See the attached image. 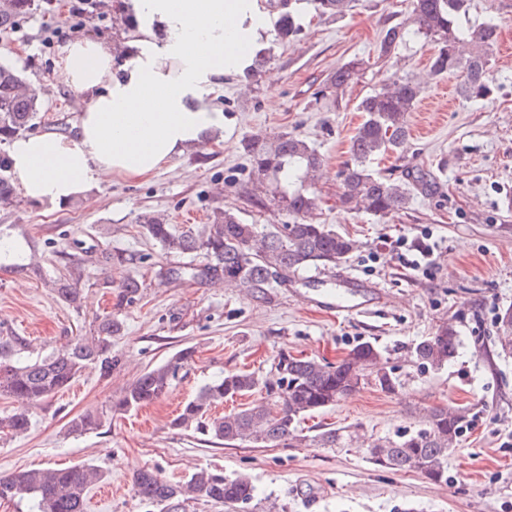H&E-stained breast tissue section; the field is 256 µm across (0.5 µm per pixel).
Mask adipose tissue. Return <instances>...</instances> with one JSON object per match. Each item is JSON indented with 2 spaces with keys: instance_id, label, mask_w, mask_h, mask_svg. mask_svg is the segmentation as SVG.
Returning <instances> with one entry per match:
<instances>
[{
  "instance_id": "adipose-tissue-1",
  "label": "adipose tissue",
  "mask_w": 512,
  "mask_h": 512,
  "mask_svg": "<svg viewBox=\"0 0 512 512\" xmlns=\"http://www.w3.org/2000/svg\"><path fill=\"white\" fill-rule=\"evenodd\" d=\"M122 55L87 35L70 38L58 78L86 98L75 131L21 134L9 166L25 197L55 205L85 198L121 176L172 168L204 137L224 140V115L206 101L225 77L242 76L267 47L268 0H121Z\"/></svg>"
}]
</instances>
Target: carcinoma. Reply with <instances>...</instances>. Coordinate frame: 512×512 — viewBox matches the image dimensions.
Listing matches in <instances>:
<instances>
[{
	"label": "carcinoma",
	"instance_id": "carcinoma-1",
	"mask_svg": "<svg viewBox=\"0 0 512 512\" xmlns=\"http://www.w3.org/2000/svg\"><path fill=\"white\" fill-rule=\"evenodd\" d=\"M307 2L321 15L343 17L352 0H295ZM414 29L389 28L382 45L389 49L422 36L438 45L431 59L435 76L464 73L463 95L469 99L490 92L489 51L496 42L498 26L491 22L464 32L458 17L469 8L470 0H412ZM39 0H0V34L15 32L17 23L31 16ZM299 11L290 10L278 19V30L292 36L300 31ZM355 75L349 62L334 72L331 84L340 89ZM424 90L407 78L394 77L380 91L363 98L359 110L365 118L351 139L352 163L347 167L340 196L349 210L366 212L380 218L404 208L410 189L377 176L370 167L381 153L399 152L408 136V114ZM40 109L38 94L17 69L0 64V145L11 142L28 130ZM245 151L252 173L262 179L272 176L290 185L296 181L313 183L322 165L317 151L306 141L283 133L271 141L251 138ZM6 157L0 158V205L14 202L16 189L8 175ZM281 202L288 212L286 224L261 228L249 224L231 209L217 207L204 232H178L165 216L149 212L139 218L145 234L168 253L201 256L205 262L166 269L168 280L224 278L235 283L248 296L258 298L269 287L279 270L308 272L334 267L354 249L353 241L328 224H318L313 213L316 197L304 187L284 188ZM140 281L130 277L118 293L117 306L134 301L140 294ZM59 300L78 310L82 307L80 290L60 276L53 281ZM122 323L108 313L97 318L90 337H77L67 346L36 359L24 356L30 344L22 336H0V396L21 401L12 413L0 417V432L27 433L32 426L29 406L66 388L90 365L101 375L112 370V337ZM459 336L451 326L440 327L434 335L413 347V356L422 364L440 369L453 359ZM193 351L180 350L166 364L140 375L118 402L125 410L159 401L171 388L178 372ZM276 380L261 379L244 371L227 372L203 386L188 400L172 425L211 437L214 442L270 443L306 440L301 421L338 402L366 381H374L382 391L396 388V379L386 371L381 349L370 341L358 344L336 364L281 355L275 365ZM263 391V401L230 412L210 416L213 406L229 399L250 397ZM105 423L104 413L88 412L70 421L72 434L91 433ZM468 419L464 410L435 408L425 426L404 429L393 437L377 439L369 446V460L383 469L415 471L427 479L448 482V455L459 444ZM104 472L90 463L68 468L24 470L0 477V499L28 500L35 512H84L91 487L101 482ZM134 490L145 505L156 512H187L198 501L223 504L229 508L247 504L254 498V487L244 477H226L206 470L196 472L172 484L154 470L142 469L134 477Z\"/></svg>",
	"mask_w": 512,
	"mask_h": 512
}]
</instances>
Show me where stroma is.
<instances>
[{
    "instance_id": "35a3bbf8",
    "label": "stroma",
    "mask_w": 512,
    "mask_h": 512,
    "mask_svg": "<svg viewBox=\"0 0 512 512\" xmlns=\"http://www.w3.org/2000/svg\"><path fill=\"white\" fill-rule=\"evenodd\" d=\"M72 4L49 0L15 33L0 35V62L23 70L39 89L54 77L67 38H119L112 27L117 0H103L91 20L72 16ZM300 12L298 35L284 39L270 29L266 62L255 76L225 78L223 89L211 93V106L224 114L223 144H202L172 170L146 180L116 177L96 185L86 201L49 206L20 194L0 208V231L35 246L29 271L0 270L1 333L25 337L32 354L46 355L89 335L96 317L114 312L122 323L112 340L116 363L109 376L87 368L33 407L27 434L0 438V477L99 465L112 495L89 494L93 512H149L133 489L134 474L146 468L172 482L201 469L248 477L255 497L236 512H512V353L502 352L496 325L499 310L512 306V0H471L458 20L463 30L489 20L498 26L490 53L493 92L476 101L461 96V73L430 76L434 42L414 37L382 51L388 28L411 25V0H354L339 20L305 4ZM349 62L356 65L353 80L332 88L331 75ZM396 75L426 89L408 115L403 150L377 156L372 168L403 184L422 171L429 184L413 190L406 209L378 218L346 210L339 193L350 139L364 119L358 104ZM42 104L33 131L69 134L86 101L63 89ZM283 133L321 154L314 218L354 241L348 259L336 269L275 273L258 299L216 279L164 282L162 272L186 258L149 239L141 214H166L176 230L196 233L217 206L254 224L287 223L273 185L252 179L244 150L250 136ZM425 236L438 244L435 260L409 269L391 244ZM65 251H86L91 259L73 270L61 257ZM103 251L127 260L100 265L95 258ZM341 272L377 289L379 301L365 304L357 293L353 301L363 311L337 313L332 296ZM66 274L81 290V309L61 302L51 288ZM130 276L140 280L141 294L118 305ZM445 324L458 332L456 357L438 370L415 363L413 347ZM364 341L383 350L398 380L395 392L360 386L305 418L301 445L224 446L170 425L188 399L226 372L270 378L279 354L334 363ZM186 347L192 359L164 398L137 410L116 409L142 373ZM446 405L468 409L470 420L448 457L447 482L369 462L370 443L420 425L432 408ZM87 411L106 412L104 426L69 433V422ZM321 428H341L348 436L340 447L325 448L312 440Z\"/></svg>"
}]
</instances>
